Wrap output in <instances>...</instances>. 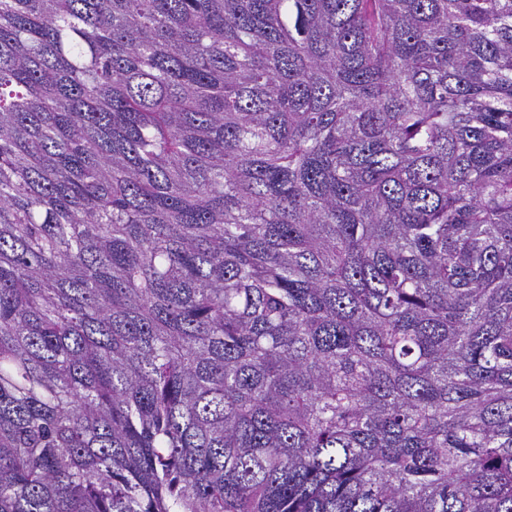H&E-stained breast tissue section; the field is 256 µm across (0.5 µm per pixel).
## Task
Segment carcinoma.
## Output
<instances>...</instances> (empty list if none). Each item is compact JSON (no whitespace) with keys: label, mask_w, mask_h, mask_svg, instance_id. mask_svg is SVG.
Here are the masks:
<instances>
[{"label":"carcinoma","mask_w":512,"mask_h":512,"mask_svg":"<svg viewBox=\"0 0 512 512\" xmlns=\"http://www.w3.org/2000/svg\"><path fill=\"white\" fill-rule=\"evenodd\" d=\"M0 512H512V0H0Z\"/></svg>","instance_id":"cac0c4a2"}]
</instances>
